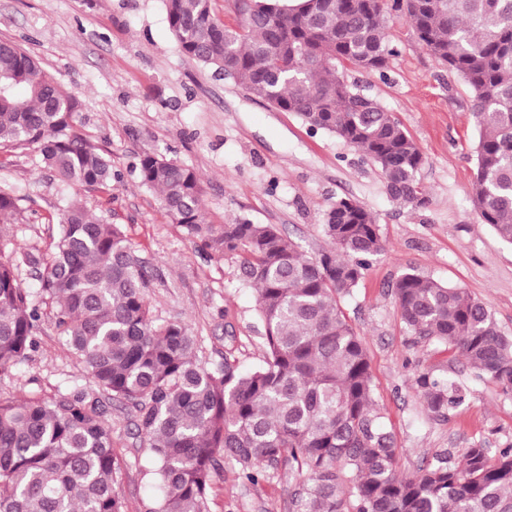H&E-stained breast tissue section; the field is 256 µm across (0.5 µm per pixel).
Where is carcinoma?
<instances>
[{
    "instance_id": "carcinoma-1",
    "label": "carcinoma",
    "mask_w": 512,
    "mask_h": 512,
    "mask_svg": "<svg viewBox=\"0 0 512 512\" xmlns=\"http://www.w3.org/2000/svg\"><path fill=\"white\" fill-rule=\"evenodd\" d=\"M237 24L215 20L211 0H166L180 52L242 85L308 126L336 134L380 170L388 194L415 208L424 156L376 100L337 69L382 72L394 53L380 0H231ZM427 51L471 88L477 119L471 202L481 222L512 244V0H394ZM80 103L19 45L0 40V146L38 149L66 185L112 191V158L76 130ZM143 186L201 250L235 260L238 281L257 293L264 359L207 369L182 321L158 323L148 304L156 273L107 212L68 196L51 250L16 246L0 261V378L36 349L50 310L86 383L49 397L0 398V512H125L116 487L108 404L135 412L161 496L152 512H206L214 477L228 461L256 484L286 463L303 477L296 512H512V448L492 458L448 450L417 475L396 473L393 432L375 408L363 337L341 300L384 249L374 216L342 198L326 216L328 250L307 254L274 224H207L197 173L146 154ZM22 198L0 186V224ZM39 288L23 287L28 269ZM400 320L418 339L455 350L512 394V337L462 288L405 273L391 285ZM427 408L460 405L455 383L416 378Z\"/></svg>"
}]
</instances>
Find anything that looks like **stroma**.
I'll return each instance as SVG.
<instances>
[{
  "label": "stroma",
  "mask_w": 512,
  "mask_h": 512,
  "mask_svg": "<svg viewBox=\"0 0 512 512\" xmlns=\"http://www.w3.org/2000/svg\"><path fill=\"white\" fill-rule=\"evenodd\" d=\"M389 19L395 52L383 73H345L420 147L425 162L417 179L427 201L417 208L392 199L379 170L336 134L311 129L182 55L165 0H0V39L30 52L79 100L78 132L106 150L121 175L111 193L81 196L91 209L111 210L139 259L157 269L151 312L160 322L188 324L205 366L228 355L244 370L261 363L257 294L237 281L230 258L201 254L162 209L158 192L141 185L136 166L143 155L196 171L206 223L274 224L311 254L328 246L322 226L337 200L372 213L384 249L342 306L364 339L376 408L395 434L396 470L410 476L444 449L459 462L475 447L493 457L512 448V396L479 378L457 352L407 333L391 285L414 272L463 288L512 336V245L480 222L470 201L477 131L469 87L426 50L403 12ZM0 185L25 198L17 222L0 224V238L48 251L57 237L61 186L37 149H0ZM39 340L31 359L0 380L1 397L50 395L82 381L52 314H43ZM422 372L463 385L465 402L446 415L430 414L415 383ZM109 422L125 512H149L160 494L153 460L132 435L129 409L113 404ZM301 489L288 466L254 485L228 463L207 510L294 512Z\"/></svg>",
  "instance_id": "stroma-1"
}]
</instances>
